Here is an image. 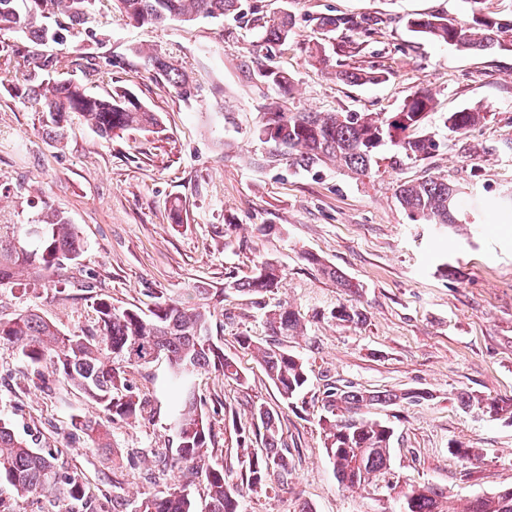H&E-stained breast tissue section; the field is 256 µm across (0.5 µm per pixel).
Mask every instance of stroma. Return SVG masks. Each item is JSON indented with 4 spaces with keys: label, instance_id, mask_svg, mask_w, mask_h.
I'll return each mask as SVG.
<instances>
[{
    "label": "stroma",
    "instance_id": "1",
    "mask_svg": "<svg viewBox=\"0 0 512 512\" xmlns=\"http://www.w3.org/2000/svg\"><path fill=\"white\" fill-rule=\"evenodd\" d=\"M246 19L200 18L161 26L120 19L111 0H95L89 24L66 32L63 45L40 46L14 33L0 39V224H30L47 209L78 225L87 246L78 260L49 271H24L0 285V319L35 309L64 333L94 328V306L149 311L157 298L197 301L202 288L223 290L212 329L245 374L237 385L202 374L195 388L212 424L210 462L222 464L242 494L243 512H399L402 492H446L454 512L484 494L512 487V420L462 409L457 397L512 396V51L460 52L411 32L408 17L440 13L466 18L468 0H242ZM283 12L291 36L271 60L295 90L289 112L397 111L416 89H430L434 112L423 130L440 146L409 162L383 149L369 178L357 180L326 163L318 172L268 166L256 135L273 93L257 76L263 60L252 49L256 19ZM376 21L371 35L330 37L320 17ZM335 49L347 66L385 69L375 84L336 77L334 62L314 57ZM52 55L49 71L34 55ZM151 54L171 56L200 85L198 98L178 96L149 69ZM68 79L100 97L129 90L161 118L160 129H131L106 140L73 119L63 145L43 131V116L26 90ZM478 107L483 123L448 136L444 115ZM444 176L460 190L463 224H418L395 198L397 185ZM315 255L362 286L344 295L305 260ZM277 262L283 284L244 295L230 281ZM298 309L306 329L281 337L305 362L309 382L294 404L280 399L257 357L271 340L265 313ZM362 310L358 324H338L339 305ZM248 336L252 348L241 347ZM147 405L142 416L110 427L111 455L89 448L71 425L90 413L65 384L41 389L20 350L0 342V418L38 448L55 453L62 471L77 473L92 493L93 512H136L142 497L173 479L195 502L204 485L174 464L170 425L175 392L159 360L132 376ZM362 390L426 391V399L365 408L392 423L390 473L347 490L324 449L321 420L326 384ZM264 404L279 418L287 471L275 470L252 490L242 467L238 427ZM473 456L461 463L450 447Z\"/></svg>",
    "mask_w": 512,
    "mask_h": 512
}]
</instances>
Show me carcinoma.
Here are the masks:
<instances>
[{
    "instance_id": "cac0c4a2",
    "label": "carcinoma",
    "mask_w": 512,
    "mask_h": 512,
    "mask_svg": "<svg viewBox=\"0 0 512 512\" xmlns=\"http://www.w3.org/2000/svg\"><path fill=\"white\" fill-rule=\"evenodd\" d=\"M20 0H0V33L23 32L39 45L51 38L42 23L43 13L51 9L60 16L56 31L83 25L93 0H32L26 10ZM123 19L143 24H163L172 19L184 22L203 16L222 18L237 15L241 0H113ZM470 12L463 20L444 15L418 14L407 20L408 26L423 37L462 51L512 50V18L489 15L475 17L479 0H469ZM293 27L292 15L283 12L263 22L262 48L271 52L288 43ZM320 28L336 32L340 28L360 29L368 34L371 23L362 19L324 16ZM147 65L167 77L184 99L198 95L199 86L175 68L165 57H148ZM276 97L260 113L256 133L266 145L264 162L269 166L286 163L305 172L318 169L328 160L358 177L368 176L380 149L396 147L403 158L421 160L435 150L434 137L420 130L434 109L431 90L419 88L402 106L388 115L375 112H287L280 100L290 96L293 78L270 65L259 70ZM336 77L352 84L379 81V68L355 72L337 64ZM27 96L45 116L44 132L53 143L60 142L72 117L79 116L100 137L128 129H155L160 117L133 93L117 89L107 98L90 94L83 86L64 80L49 81L46 86L28 88ZM487 113L478 108L450 112L443 127L455 136H463L481 124ZM396 199L411 218L424 224H457V189L446 178L429 177L397 185ZM86 243L78 227L60 212H47L35 224H0V284L12 281L23 268L50 270L80 257ZM305 260L324 277L348 294H359L361 285L340 269L308 254ZM282 269L271 261L260 264L256 273L236 280L228 287L237 292L261 296L281 286ZM95 312L97 328L89 335H67L54 322L36 311H24L10 319H0V342L17 345L33 368L42 387L53 388L42 367L67 382L97 409L98 414L81 416L73 422L96 448H109L108 423L126 421L144 410L145 401L133 390L132 371L160 358L170 369V382L177 394L173 425L177 436L176 462L188 465L205 486L204 507L197 508L186 485L176 480L163 490L147 496L139 512H241V494L228 481L224 466L206 460L211 443V427L202 407V399L191 391L193 379L203 373H215L239 385L246 377L237 363L224 353L223 344L212 334L214 312L207 304L162 300L150 314L133 309H117L104 298L98 299ZM340 323L357 324L363 313L354 306L341 305L332 312ZM266 322L277 336H296L303 331L300 313L281 306L266 315ZM261 365L281 400L290 405L308 383V372L296 354L270 342L257 348ZM325 407L331 418L323 421L325 452L333 464L338 483L346 488L361 486L391 468L394 427L372 420L362 413L368 406L389 407L403 400L418 401L424 391H363L353 385L330 384L324 391ZM462 407L478 408L492 419H512V398L479 400L462 392ZM256 435L264 452L249 453L244 460L247 484L260 487L272 469L287 470L288 459L281 446L278 418L266 406L252 408ZM6 481L18 498L58 493L69 501L87 504L82 482L64 475L55 457L45 454L33 443L20 438L11 425L0 419V481ZM445 495L433 487L412 488L403 493L399 512H453L443 504ZM467 512H512V488L498 490L474 499Z\"/></svg>"
}]
</instances>
